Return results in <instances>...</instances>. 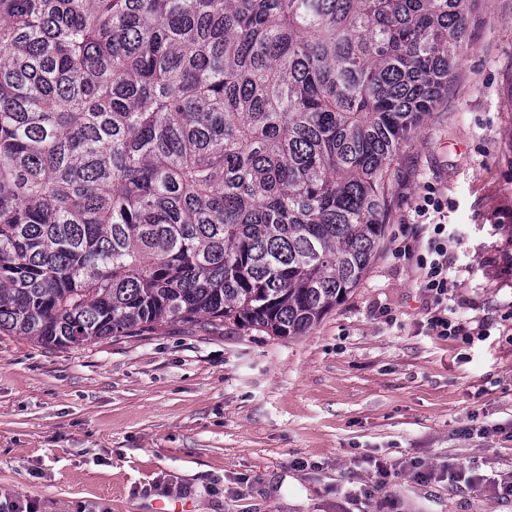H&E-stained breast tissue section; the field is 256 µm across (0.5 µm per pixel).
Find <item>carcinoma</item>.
Instances as JSON below:
<instances>
[{
	"label": "carcinoma",
	"mask_w": 512,
	"mask_h": 512,
	"mask_svg": "<svg viewBox=\"0 0 512 512\" xmlns=\"http://www.w3.org/2000/svg\"><path fill=\"white\" fill-rule=\"evenodd\" d=\"M471 0H0V331L302 336L384 246Z\"/></svg>",
	"instance_id": "carcinoma-1"
}]
</instances>
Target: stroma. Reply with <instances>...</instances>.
Instances as JSON below:
<instances>
[{
  "label": "stroma",
  "instance_id": "stroma-1",
  "mask_svg": "<svg viewBox=\"0 0 512 512\" xmlns=\"http://www.w3.org/2000/svg\"><path fill=\"white\" fill-rule=\"evenodd\" d=\"M468 29L447 96L395 162L388 242L307 334L174 324L61 349L0 332V502L512 512L493 488L512 476V0H474ZM429 185L457 230L448 315L493 323L470 345L429 331L417 272L392 254Z\"/></svg>",
  "mask_w": 512,
  "mask_h": 512
}]
</instances>
